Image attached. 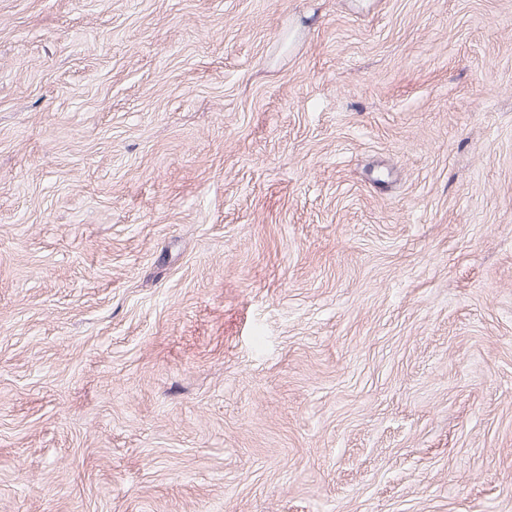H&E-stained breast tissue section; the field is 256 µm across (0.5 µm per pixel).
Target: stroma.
<instances>
[{"label":"stroma","mask_w":512,"mask_h":512,"mask_svg":"<svg viewBox=\"0 0 512 512\" xmlns=\"http://www.w3.org/2000/svg\"><path fill=\"white\" fill-rule=\"evenodd\" d=\"M512 0H0V512H501Z\"/></svg>","instance_id":"stroma-1"}]
</instances>
